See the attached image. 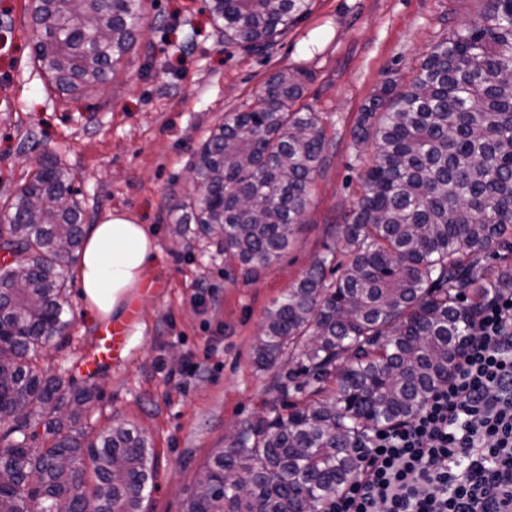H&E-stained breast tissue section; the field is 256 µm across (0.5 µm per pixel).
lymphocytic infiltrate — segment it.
<instances>
[{
  "label": "lymphocytic infiltrate",
  "instance_id": "f902f5d3",
  "mask_svg": "<svg viewBox=\"0 0 512 512\" xmlns=\"http://www.w3.org/2000/svg\"><path fill=\"white\" fill-rule=\"evenodd\" d=\"M324 512H512V290L471 316L454 368L410 419L371 430Z\"/></svg>",
  "mask_w": 512,
  "mask_h": 512
}]
</instances>
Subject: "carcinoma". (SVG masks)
Segmentation results:
<instances>
[{"label":"carcinoma","instance_id":"obj_1","mask_svg":"<svg viewBox=\"0 0 512 512\" xmlns=\"http://www.w3.org/2000/svg\"><path fill=\"white\" fill-rule=\"evenodd\" d=\"M312 0H209L224 41L271 45ZM485 23L453 29L401 89L386 81L354 144L376 155L336 246L264 313L258 369L295 362L273 390L286 401L242 425L200 471L184 512H294L323 505L357 472L353 449L376 426L413 416L446 381L471 311L512 288V265L483 264L512 237V0H482ZM143 0H32L36 61L83 95L112 81L135 45ZM309 75L280 72L249 110L214 128L192 168L198 194L174 226L215 239L251 275L296 241L328 138L295 108ZM72 174L49 156L11 199L0 252V512H145L153 484L137 430L86 432L94 387L38 366L70 321L62 259L82 244ZM194 227H189V224ZM348 256L346 265L337 254ZM304 393L288 402V381ZM47 441L36 445L37 426Z\"/></svg>","mask_w":512,"mask_h":512}]
</instances>
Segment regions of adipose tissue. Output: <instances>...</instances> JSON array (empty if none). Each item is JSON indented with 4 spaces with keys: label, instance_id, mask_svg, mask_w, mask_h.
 <instances>
[{
    "label": "adipose tissue",
    "instance_id": "1",
    "mask_svg": "<svg viewBox=\"0 0 512 512\" xmlns=\"http://www.w3.org/2000/svg\"><path fill=\"white\" fill-rule=\"evenodd\" d=\"M157 246L145 225L123 211L109 212L86 233L76 273L89 310L108 320L120 316L130 294L142 286Z\"/></svg>",
    "mask_w": 512,
    "mask_h": 512
}]
</instances>
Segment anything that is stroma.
I'll list each match as a JSON object with an SVG mask.
<instances>
[{"mask_svg": "<svg viewBox=\"0 0 512 512\" xmlns=\"http://www.w3.org/2000/svg\"><path fill=\"white\" fill-rule=\"evenodd\" d=\"M146 23L112 81L80 98L63 95L39 69L30 0H0V213L53 155L80 187L83 224L120 209L147 225L157 245L156 284L139 302L129 352L95 379L91 429L137 428L155 477L147 512H183L207 458L229 429L278 402L275 370L255 366L264 313L336 241V226L363 192L359 174L374 145L351 131L385 81L405 84L452 28L482 22L481 0H314L311 13L260 52L225 46L208 0H143ZM306 71L301 105L329 140L295 244L246 278L225 266L214 242L172 232L179 203L195 196L191 166L225 114L262 95L277 72ZM64 262L69 341L42 352L47 374L85 379L82 362L102 326ZM200 365L182 377L185 363Z\"/></svg>", "mask_w": 512, "mask_h": 512, "instance_id": "35a3bbf8", "label": "stroma"}]
</instances>
